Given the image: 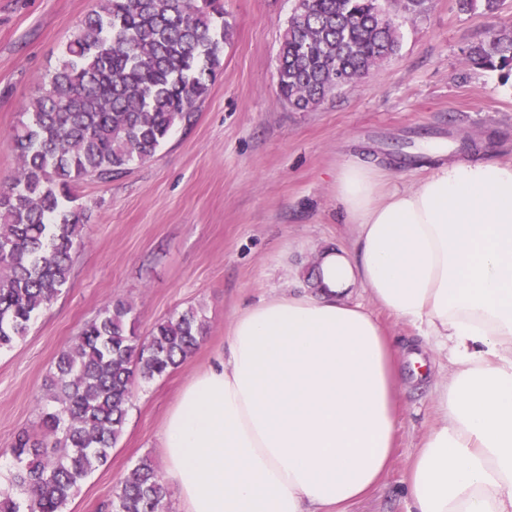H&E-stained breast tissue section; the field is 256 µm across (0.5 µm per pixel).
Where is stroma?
<instances>
[{
	"instance_id": "35a3bbf8",
	"label": "stroma",
	"mask_w": 512,
	"mask_h": 512,
	"mask_svg": "<svg viewBox=\"0 0 512 512\" xmlns=\"http://www.w3.org/2000/svg\"><path fill=\"white\" fill-rule=\"evenodd\" d=\"M96 0H0V182L17 159L12 136L67 42ZM293 0H224L231 38L190 124L156 155L112 181L76 188L84 238L61 294L26 336L0 352V470L22 430L36 434L58 353L112 300L130 303L140 333L194 307L208 334L169 375L134 388L124 432L107 463L65 512H104L142 457L162 464L161 432L183 385L214 364L235 315L260 297L308 285L313 256L351 243L354 230L333 193L339 165L370 158L411 187L438 159L512 160V76L468 61L470 47L512 30V0L496 14L460 10L458 0L386 7L399 22L398 52L355 86L308 112L277 90L280 42ZM436 376L402 371L396 452L379 485L347 512H411L409 462L434 417Z\"/></svg>"
}]
</instances>
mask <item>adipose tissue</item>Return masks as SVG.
<instances>
[{
	"label": "adipose tissue",
	"mask_w": 512,
	"mask_h": 512,
	"mask_svg": "<svg viewBox=\"0 0 512 512\" xmlns=\"http://www.w3.org/2000/svg\"><path fill=\"white\" fill-rule=\"evenodd\" d=\"M352 248L315 253L311 285L239 313L184 386L161 443L183 512H345L385 474L402 353L355 289L443 354L435 420L407 470L414 512H512V161L440 162L382 189L336 170Z\"/></svg>",
	"instance_id": "adipose-tissue-1"
}]
</instances>
